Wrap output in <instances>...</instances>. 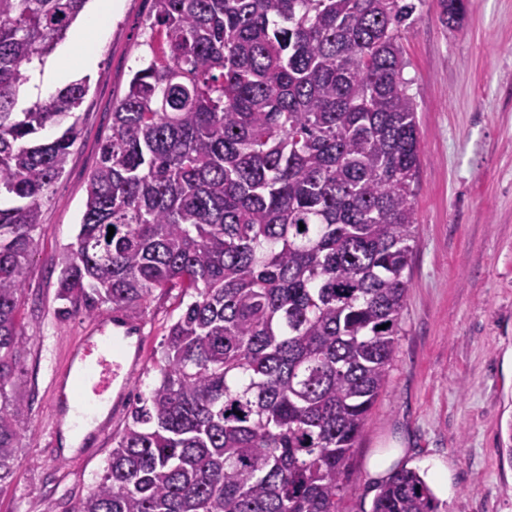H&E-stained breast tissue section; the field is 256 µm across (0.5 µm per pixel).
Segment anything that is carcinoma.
<instances>
[{
    "label": "carcinoma",
    "mask_w": 512,
    "mask_h": 512,
    "mask_svg": "<svg viewBox=\"0 0 512 512\" xmlns=\"http://www.w3.org/2000/svg\"><path fill=\"white\" fill-rule=\"evenodd\" d=\"M87 2L0 0V485L27 416L8 394L23 275L87 82L15 108ZM152 2L150 60L112 106L57 298L63 315L188 302L76 512H336L408 288L420 156L399 39L416 5ZM464 2L439 0L449 21ZM371 512L441 510L402 468Z\"/></svg>",
    "instance_id": "cac0c4a2"
}]
</instances>
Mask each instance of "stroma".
I'll use <instances>...</instances> for the list:
<instances>
[{
  "instance_id": "obj_1",
  "label": "stroma",
  "mask_w": 512,
  "mask_h": 512,
  "mask_svg": "<svg viewBox=\"0 0 512 512\" xmlns=\"http://www.w3.org/2000/svg\"><path fill=\"white\" fill-rule=\"evenodd\" d=\"M151 9L152 0H117L101 31L74 22L40 68L49 94L81 79L88 91L81 135L42 206L45 231L24 274L26 351L12 393L28 415L0 512H73L99 480L137 395L156 384L159 346L179 313L175 288L154 292L145 313L125 322L142 366L119 415L91 446L70 454L51 446L54 379L67 349L113 316L107 304L60 315L59 259L76 241L112 104L149 55L142 41ZM401 44L421 150L410 283L389 383L353 450L338 509L371 512L379 481L369 462L392 451L397 467L447 468V488L434 490L442 512H512V0H467L451 22L438 0H418ZM88 51L94 66H77ZM66 57L74 65L62 78Z\"/></svg>"
}]
</instances>
